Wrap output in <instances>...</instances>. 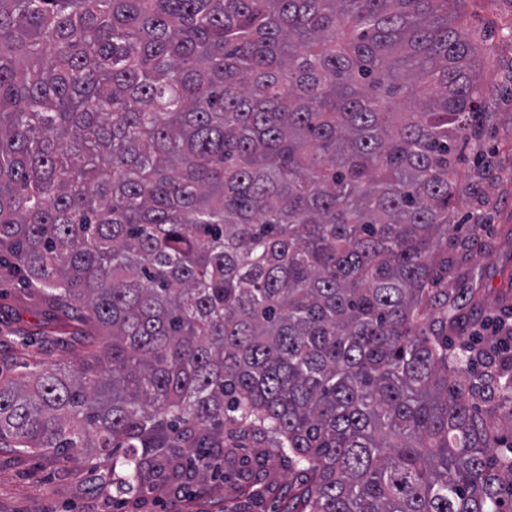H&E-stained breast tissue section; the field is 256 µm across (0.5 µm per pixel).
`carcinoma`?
Masks as SVG:
<instances>
[{"label": "carcinoma", "instance_id": "1", "mask_svg": "<svg viewBox=\"0 0 512 512\" xmlns=\"http://www.w3.org/2000/svg\"><path fill=\"white\" fill-rule=\"evenodd\" d=\"M459 19L0 0V279L102 340L0 371V447L90 450L139 494L251 433L312 473L298 512H505L512 366L424 313L458 301L434 263L482 108Z\"/></svg>", "mask_w": 512, "mask_h": 512}]
</instances>
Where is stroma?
<instances>
[{
	"instance_id": "obj_1",
	"label": "stroma",
	"mask_w": 512,
	"mask_h": 512,
	"mask_svg": "<svg viewBox=\"0 0 512 512\" xmlns=\"http://www.w3.org/2000/svg\"><path fill=\"white\" fill-rule=\"evenodd\" d=\"M467 29L484 50L476 67L489 114L478 150H465L457 170L463 193L455 205L454 241L448 242L453 290L479 289L480 306L462 305L448 338L460 347L472 318L512 312V0H460ZM74 325L46 307L34 288L0 284V362L45 366L80 363L87 349ZM239 459L224 479H189L175 489L163 479L143 495L117 498L101 487L103 468L91 455L23 453L0 448V512H289L291 487L305 483L301 467L250 437L229 436ZM259 484L260 499L245 493Z\"/></svg>"
}]
</instances>
